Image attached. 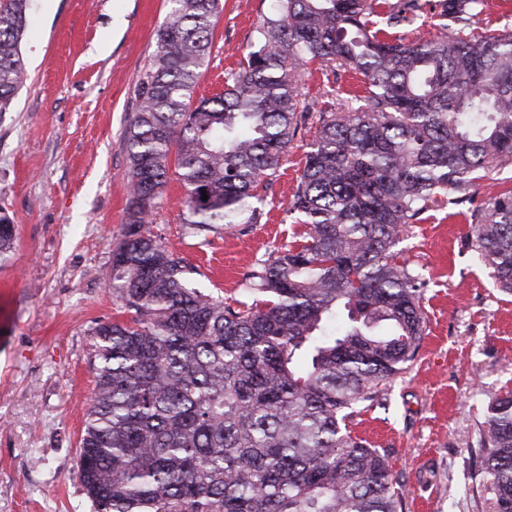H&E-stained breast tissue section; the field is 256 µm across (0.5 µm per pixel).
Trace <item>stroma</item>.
I'll return each mask as SVG.
<instances>
[{"label":"stroma","instance_id":"35a3bbf8","mask_svg":"<svg viewBox=\"0 0 512 512\" xmlns=\"http://www.w3.org/2000/svg\"><path fill=\"white\" fill-rule=\"evenodd\" d=\"M21 41L27 80L0 112V208L15 224L0 259V512H90L77 448L93 390L92 332L119 318L108 270L126 221V119L157 52L167 0H30ZM274 0H222L210 63L196 96L224 89ZM360 75L301 71L310 112L270 182L264 214L245 232L193 237L185 190L169 180L149 226L193 266L191 284L231 301L258 259L291 244L286 209L318 115L361 92ZM471 206L449 196L409 225L398 245L421 279L426 331L409 369L362 404L351 428L385 450L404 512H492L469 463L489 395L512 389V295L473 258Z\"/></svg>","mask_w":512,"mask_h":512}]
</instances>
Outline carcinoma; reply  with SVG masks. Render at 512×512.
Wrapping results in <instances>:
<instances>
[{"instance_id":"carcinoma-1","label":"carcinoma","mask_w":512,"mask_h":512,"mask_svg":"<svg viewBox=\"0 0 512 512\" xmlns=\"http://www.w3.org/2000/svg\"><path fill=\"white\" fill-rule=\"evenodd\" d=\"M455 35L407 41L422 0H275L224 92L193 99L220 0H170L125 131L130 190L112 249L125 318L93 331L78 476L93 512H403L360 404L414 361L419 279L395 247L440 196L512 163V33L467 34L485 0H440ZM30 0H0V112L27 80ZM363 91L319 128L288 212L302 239L260 259L231 305L146 229L170 175L190 235L257 224L255 191L309 118L299 70ZM208 199H202V195ZM471 248L512 293V188L472 211ZM14 224L0 211V257ZM476 492L512 512V391L475 430Z\"/></svg>"}]
</instances>
